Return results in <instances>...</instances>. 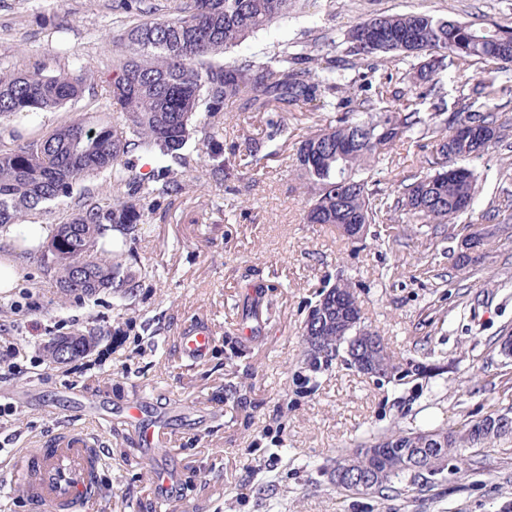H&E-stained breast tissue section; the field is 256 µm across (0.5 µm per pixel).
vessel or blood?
<instances>
[{
  "mask_svg": "<svg viewBox=\"0 0 512 512\" xmlns=\"http://www.w3.org/2000/svg\"><path fill=\"white\" fill-rule=\"evenodd\" d=\"M212 343L210 328L197 323L177 338L180 353L191 359L206 356ZM101 443L96 435L63 431L24 448L0 464V476L20 479L35 512H86L104 496L99 482Z\"/></svg>",
  "mask_w": 512,
  "mask_h": 512,
  "instance_id": "b4317fda",
  "label": "vessel or blood"
}]
</instances>
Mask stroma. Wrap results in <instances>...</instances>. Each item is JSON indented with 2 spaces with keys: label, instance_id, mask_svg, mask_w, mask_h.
Returning a JSON list of instances; mask_svg holds the SVG:
<instances>
[{
  "label": "stroma",
  "instance_id": "stroma-1",
  "mask_svg": "<svg viewBox=\"0 0 512 512\" xmlns=\"http://www.w3.org/2000/svg\"><path fill=\"white\" fill-rule=\"evenodd\" d=\"M117 3L0 0V74L79 63L104 98L125 19ZM407 13L512 27V0H308L226 58L263 57L322 36L335 39L341 58L357 22ZM446 64L421 111L483 110L474 87L491 64L452 56ZM495 102L505 137L470 163L477 193L464 224L512 218V78H498ZM341 113L336 105L257 113L236 104L219 113L221 157L235 176L220 185L197 170L181 194L146 210L145 224L124 241L137 274L127 297L61 301L39 253L22 259L18 286L0 292V338L18 349L14 374L0 376V460L68 428L98 435L106 495L97 512H512V435L463 449L469 468L449 460L424 485L393 497L340 495L332 484L335 457L370 434L451 429L512 409V357L499 345L512 336V234L500 233L479 262L460 270L452 224L396 216L351 241L334 225L305 223L296 152ZM423 155L413 140L381 155L378 190L422 174ZM341 279L355 287L365 329L382 336L408 376L380 380L338 359L327 368L308 364L301 327ZM254 304L260 314L252 318ZM195 321L214 336L197 362L173 344ZM36 324L54 336L82 331L103 341L76 362L51 364L45 338L31 335ZM133 400L167 431L150 459L126 412ZM160 466L178 477L166 503L154 492Z\"/></svg>",
  "mask_w": 512,
  "mask_h": 512
}]
</instances>
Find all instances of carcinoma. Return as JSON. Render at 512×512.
Segmentation results:
<instances>
[{
    "mask_svg": "<svg viewBox=\"0 0 512 512\" xmlns=\"http://www.w3.org/2000/svg\"><path fill=\"white\" fill-rule=\"evenodd\" d=\"M300 0H183L167 17L144 7L145 0H121L133 18L116 45L109 81V107L120 121L88 123L75 119L48 134L10 148L0 145V227L21 224L52 205L71 204L70 218L56 227V254L41 256L56 274L61 297L93 298L104 290L131 287L135 273L122 248L98 251L106 224L132 230L144 223L147 200L179 194L184 179L206 162L224 136L212 122L229 104L249 112H266L273 104L303 107L332 104L341 87L336 56L316 39L279 51L263 61L226 62L224 54L255 33L294 11ZM347 55L377 63L426 58L415 71L401 73L403 84L440 87L444 60L450 54L465 62H492L495 72L512 69V28L475 26L420 13L376 15L351 29ZM89 74L81 66L56 74L37 69L0 75V120L19 114L60 109L84 94ZM496 78L481 80L477 93L486 98L483 112L463 107L452 118L425 113L406 93H394L392 105L375 107L371 99L349 97V111L337 121L310 132L297 151L296 170L308 198L309 224H374L383 200L370 189L372 163L382 150L410 140L434 139L430 172L410 183L395 182L394 210L426 224H449L470 211L477 176L460 161L477 159L501 138L493 102ZM203 137L195 138V132ZM138 153L152 158L157 174L135 177L126 163ZM107 173L112 198L86 188L74 191L84 177ZM302 341L314 360L329 362L346 351L348 337L336 330L303 325ZM400 365L390 353L379 360L374 377L389 378ZM497 416L469 420L457 430L431 429L441 444L436 464L413 466L404 457L391 464L378 493L399 492L397 484L417 485L438 471L451 453L483 448L503 436ZM422 429L386 430L367 443L374 448L407 451L419 447ZM334 465L361 472L368 466L362 449L351 448Z\"/></svg>",
    "mask_w": 512,
    "mask_h": 512,
    "instance_id": "carcinoma-1",
    "label": "carcinoma"
}]
</instances>
